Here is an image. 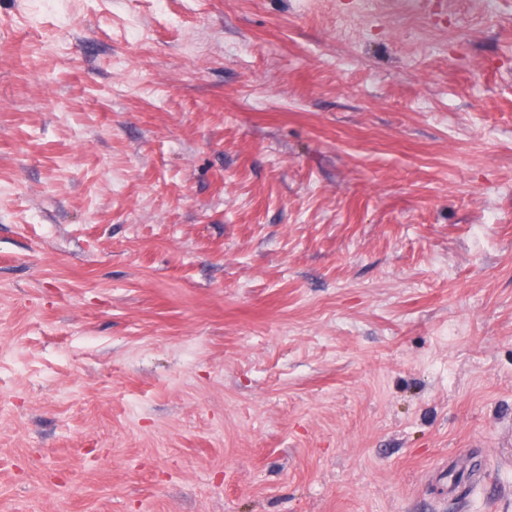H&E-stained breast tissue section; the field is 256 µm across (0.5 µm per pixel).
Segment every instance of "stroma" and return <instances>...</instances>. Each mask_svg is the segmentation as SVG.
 I'll return each mask as SVG.
<instances>
[{
    "label": "stroma",
    "mask_w": 512,
    "mask_h": 512,
    "mask_svg": "<svg viewBox=\"0 0 512 512\" xmlns=\"http://www.w3.org/2000/svg\"><path fill=\"white\" fill-rule=\"evenodd\" d=\"M0 512H512V0H0Z\"/></svg>",
    "instance_id": "1"
}]
</instances>
